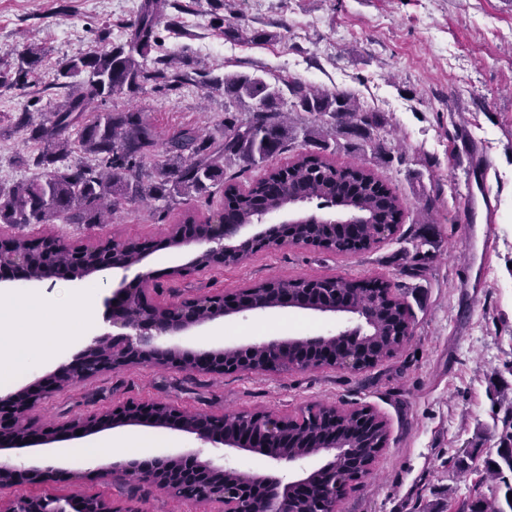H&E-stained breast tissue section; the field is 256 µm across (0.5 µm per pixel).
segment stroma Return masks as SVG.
<instances>
[{"label": "stroma", "instance_id": "35a3bbf8", "mask_svg": "<svg viewBox=\"0 0 512 512\" xmlns=\"http://www.w3.org/2000/svg\"><path fill=\"white\" fill-rule=\"evenodd\" d=\"M135 12L126 0H0V72H15L29 43L40 59L23 87H0V184L33 176L22 160L37 145L15 126L19 113L33 122L64 104L55 86L59 63L97 47L106 33L124 42ZM269 33L261 43L225 39L224 24ZM169 52H188L211 77L262 76L274 84L297 79L348 92L366 110L388 120L386 158L371 143L329 137L319 145L304 136L303 114L294 123L290 150L263 165L231 172L241 185L265 170L294 161L297 153L324 152L334 164L362 165L398 195L402 224L394 239L368 253L336 254L303 245L273 247L243 264L184 272L195 246L174 248L165 239L184 212L210 216V201L165 206L133 201L107 224L3 226L0 233L54 236L71 246L151 239L155 249L139 271L152 274L163 303L205 294L235 293L272 278H327L389 282L410 309L413 334L394 356L373 368L285 370L276 374L189 375L150 367L107 372L39 400L30 417L43 426L103 411L130 400L173 403L189 411L299 414L321 402L341 409L371 408L387 423L388 442L366 478L354 482L338 512H454L475 497L503 498L512 473L489 476L496 459L504 411L512 407V0H237L235 13L193 0L166 36ZM145 111L160 139L184 127L220 138L222 96L206 97L197 84L176 91H142L107 100L106 109ZM489 208L470 209L469 199ZM493 223H485L486 213ZM428 253L420 262L416 251ZM136 271V272H139ZM113 271L91 302L105 307L122 278ZM342 317L287 308L226 317L194 330L191 348L232 346L273 337L330 336ZM90 320L81 335L30 370L0 381L6 394L54 374L57 368L108 332ZM143 449L147 456L198 448L188 433L149 426L98 432ZM83 442L63 439L10 453L19 469L52 461L53 482L24 481L0 491L13 499L47 493L58 498L100 495L133 499L141 512H220L216 503L178 501L151 486L137 495L101 478L99 461L78 452Z\"/></svg>", "mask_w": 512, "mask_h": 512}]
</instances>
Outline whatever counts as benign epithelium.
<instances>
[{
  "label": "benign epithelium",
  "instance_id": "obj_1",
  "mask_svg": "<svg viewBox=\"0 0 512 512\" xmlns=\"http://www.w3.org/2000/svg\"><path fill=\"white\" fill-rule=\"evenodd\" d=\"M278 213L263 215L261 221L247 224H175L166 238L173 247L201 245L181 272L221 267L224 258L235 254L241 244L255 252L288 245H310L300 238L283 236L280 225L273 223ZM76 262L69 271L50 268L37 278L30 275L28 258L16 247V237L0 238V285L21 286L34 281L67 277L82 278L108 269L130 270L140 265L151 253L148 240L127 241L121 245L105 243L74 248ZM138 285H124L112 291L106 300V320L115 332L94 337L73 359L59 367L50 378L38 384L0 395V455L6 451L46 445L56 441L60 432L70 437L95 434L106 428L125 425H145L180 430L195 436L204 451L162 455L143 464L137 460L113 463L100 470L101 477L128 484H148L169 493L180 489L179 497L192 502H219L224 512H242L241 503L247 491L255 494L260 504L271 505L270 512H288V498L300 497L309 502L305 512H336V494L324 498L315 493L326 479L336 459L358 457L363 449L343 444L331 438L324 452L331 460L318 469L290 478L270 477L248 472L231 464L227 453L253 452L268 459L275 467L293 466L308 458L296 448H281L279 437L296 428L300 422L284 414L256 412L252 414L251 430L243 435H231L225 430L224 416L212 413H190L178 406L153 401H128L106 411L89 414L54 427H42L26 415L34 403L63 387L83 382L106 372L126 368L152 367L204 375H224L236 372L273 373L284 368L275 357L288 353V348L301 343L298 338H274L261 343L237 346L187 349L176 338L214 320L252 312L299 308L292 297L284 295L273 304H265L243 289L232 294L200 295L172 303H160L151 298L148 273L137 275ZM328 312L356 321L355 328H372L370 312L354 308L346 299L339 300ZM336 337H319L321 366L336 367ZM250 350L262 351L264 361L240 366L235 356H245ZM29 479L48 483L55 477L51 466L19 470L8 461L0 463V488L13 486L23 474ZM0 512H141L132 504H116L100 496H82L65 502L52 496H26L0 500Z\"/></svg>",
  "mask_w": 512,
  "mask_h": 512
}]
</instances>
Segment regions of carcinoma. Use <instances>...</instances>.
Returning a JSON list of instances; mask_svg holds the SVG:
<instances>
[{"mask_svg":"<svg viewBox=\"0 0 512 512\" xmlns=\"http://www.w3.org/2000/svg\"><path fill=\"white\" fill-rule=\"evenodd\" d=\"M178 7V0H143L139 12L129 24L126 43L106 46L63 61L56 73L59 85L71 89L64 108L34 124L24 112L17 126L29 132L39 144L38 152L21 163L38 170L31 178L10 187H0L1 224H102L105 213L115 211L135 200L178 198L201 195L218 183L224 184V207L221 219L229 224H253L260 214L298 209L309 204L318 210L349 208L365 217L357 225V236L348 228L336 226L328 234L315 224L292 226V235L312 239L323 249L350 253L366 251L377 243V225L390 226L394 236L401 220V203L395 192L366 167H338L321 153H301L286 168H273L248 188L224 182V164L238 162L249 169L288 146V124L279 108L282 90L259 76L229 74L216 81L203 78L192 67L186 54L177 58L164 53L151 68L141 59L153 50H161L160 29L177 28L174 17L166 10ZM262 42L267 35L260 31L245 34L234 25L224 27V38ZM37 62L33 51L26 53L12 86L27 83L28 66ZM201 77L209 92L223 91L230 102L247 108L249 116L224 118V138L215 146L206 144L193 129H182L165 143L162 164L153 171L146 168L148 154L157 146V133L143 111L129 106L121 110L90 111L94 101H105L120 94H134L150 84L158 91H173ZM293 97L294 110L313 118L307 130L311 140L320 137L324 125L338 133L354 135L373 142L376 153L386 155L381 142L372 141L374 132L387 126L379 112L359 109L350 94L314 88L296 79L282 80ZM76 136H71V133ZM80 155L74 164L64 163L67 156ZM254 295L274 302L287 292L310 303L323 305L328 295L336 293L351 299L355 307L378 309L372 334L361 335L358 344L368 348L373 363L392 356L412 335L411 315L407 306L385 285L375 291L356 288L343 279H278L252 285ZM314 435L309 451L318 452L331 432L336 440L363 435L368 447L376 451L387 441L386 426L372 413L361 410L333 411V407L315 404L308 408ZM499 460L486 462V469L500 475L512 472V411L502 420ZM456 512H512V499L479 498L461 503Z\"/></svg>","mask_w":512,"mask_h":512,"instance_id":"cac0c4a2","label":"carcinoma"}]
</instances>
